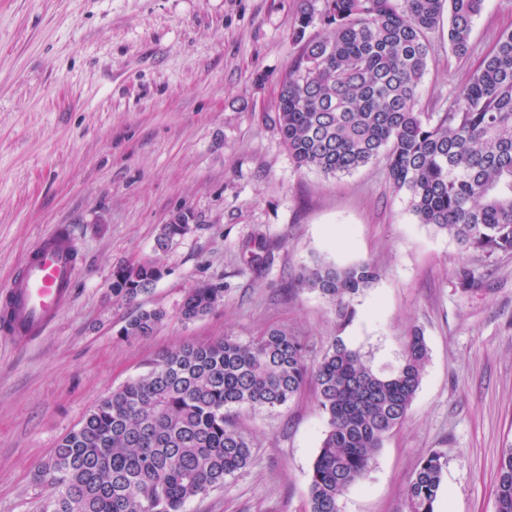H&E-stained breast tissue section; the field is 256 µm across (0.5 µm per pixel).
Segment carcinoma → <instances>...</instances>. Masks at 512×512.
<instances>
[{
	"label": "carcinoma",
	"mask_w": 512,
	"mask_h": 512,
	"mask_svg": "<svg viewBox=\"0 0 512 512\" xmlns=\"http://www.w3.org/2000/svg\"><path fill=\"white\" fill-rule=\"evenodd\" d=\"M483 3L323 0L327 35L308 41L312 15L302 10L294 37L305 44L280 83L276 122L300 167L336 176L385 158L391 183L409 193L421 223L490 258L512 252V32L501 34L445 111L417 109L428 32L449 12L448 42L466 54ZM193 221L188 210L174 214L157 249L188 234ZM162 276L155 261L120 265L112 297L133 302ZM380 277L374 263L320 261L298 282L336 308L341 330L355 316L354 299ZM223 296L219 285L198 283L186 293L182 319L204 317ZM165 318L161 309L139 308L121 334L147 336ZM428 359L418 329L389 371L339 336L311 370L303 342L284 327L247 342L226 336L166 351L146 374L100 399L39 467L48 487L40 512H184L186 502L252 463V441L231 412L283 409L309 379L327 422L309 475V512H340L341 498L406 420ZM444 467L438 452L420 459L408 512H435ZM495 512H512V443L500 454Z\"/></svg>",
	"instance_id": "1"
}]
</instances>
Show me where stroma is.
Instances as JSON below:
<instances>
[{
	"label": "stroma",
	"instance_id": "35a3bbf8",
	"mask_svg": "<svg viewBox=\"0 0 512 512\" xmlns=\"http://www.w3.org/2000/svg\"><path fill=\"white\" fill-rule=\"evenodd\" d=\"M322 6L0 0V291L53 225L73 226L82 255L73 300L46 336L18 350L0 335V512H39L41 464L162 352L274 327L305 343L311 367L336 335L379 370L401 361L411 329L428 343L407 420L341 512H407L408 479L431 452L446 461L435 512H494L500 453L512 443V253L465 254L420 223L385 160L336 177L297 166L275 122L278 87L302 49L293 38L301 11ZM508 31L512 0H485L464 55L440 22L419 111H443ZM181 209L196 230L156 252L160 227ZM152 258L165 270L154 288L133 303L114 299L113 269ZM318 259L381 268L344 331L333 306L297 286ZM462 266L481 291L459 292ZM202 281L221 284L224 297L183 321L185 294ZM141 306L167 317L124 339ZM236 423L253 441V463L185 512H307L326 429L313 383L288 407L243 409Z\"/></svg>",
	"mask_w": 512,
	"mask_h": 512
}]
</instances>
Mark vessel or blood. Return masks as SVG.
<instances>
[{
	"label": "vessel or blood",
	"instance_id": "obj_1",
	"mask_svg": "<svg viewBox=\"0 0 512 512\" xmlns=\"http://www.w3.org/2000/svg\"><path fill=\"white\" fill-rule=\"evenodd\" d=\"M81 268L71 228L55 225L26 254L0 296V334L24 346L44 336L69 305Z\"/></svg>",
	"mask_w": 512,
	"mask_h": 512
}]
</instances>
